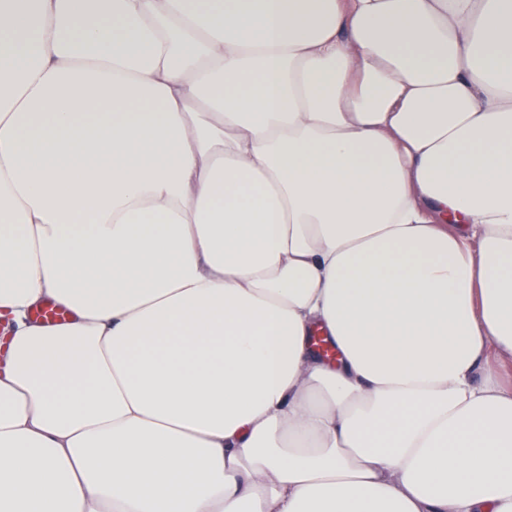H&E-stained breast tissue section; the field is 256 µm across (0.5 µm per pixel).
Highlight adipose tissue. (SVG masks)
<instances>
[{
  "instance_id": "adipose-tissue-1",
  "label": "adipose tissue",
  "mask_w": 512,
  "mask_h": 512,
  "mask_svg": "<svg viewBox=\"0 0 512 512\" xmlns=\"http://www.w3.org/2000/svg\"><path fill=\"white\" fill-rule=\"evenodd\" d=\"M0 343V512H512V0H0Z\"/></svg>"
}]
</instances>
